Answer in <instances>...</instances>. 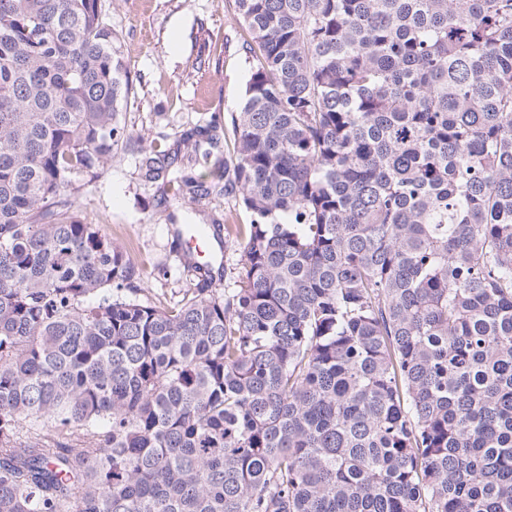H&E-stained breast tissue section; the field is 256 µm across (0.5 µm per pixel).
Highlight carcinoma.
I'll return each instance as SVG.
<instances>
[{"label": "carcinoma", "mask_w": 512, "mask_h": 512, "mask_svg": "<svg viewBox=\"0 0 512 512\" xmlns=\"http://www.w3.org/2000/svg\"><path fill=\"white\" fill-rule=\"evenodd\" d=\"M234 5L244 273L161 306L75 207L126 138L101 0H0V512H512V0Z\"/></svg>", "instance_id": "obj_1"}]
</instances>
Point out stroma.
I'll return each mask as SVG.
<instances>
[{"instance_id":"1","label":"stroma","mask_w":512,"mask_h":512,"mask_svg":"<svg viewBox=\"0 0 512 512\" xmlns=\"http://www.w3.org/2000/svg\"><path fill=\"white\" fill-rule=\"evenodd\" d=\"M103 14L124 50L130 91L118 122L128 139L80 187L75 206L83 222L103 225L127 253L147 297L173 304L191 279L175 226L247 224L252 216L238 197L215 190L162 200V185L145 178L141 158L152 145L175 147L195 126L212 127L219 137L216 159L230 155L231 117L253 68L250 37L233 0H105Z\"/></svg>"}]
</instances>
